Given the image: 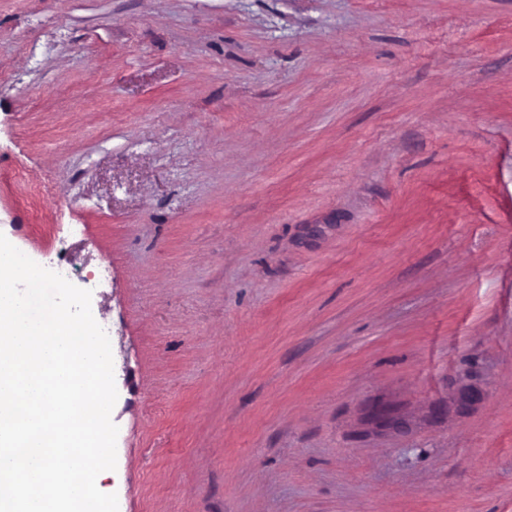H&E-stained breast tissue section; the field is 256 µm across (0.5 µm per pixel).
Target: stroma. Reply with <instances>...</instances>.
I'll use <instances>...</instances> for the list:
<instances>
[{"label": "stroma", "instance_id": "obj_1", "mask_svg": "<svg viewBox=\"0 0 512 512\" xmlns=\"http://www.w3.org/2000/svg\"><path fill=\"white\" fill-rule=\"evenodd\" d=\"M0 233L118 512H512V0H0Z\"/></svg>", "mask_w": 512, "mask_h": 512}]
</instances>
